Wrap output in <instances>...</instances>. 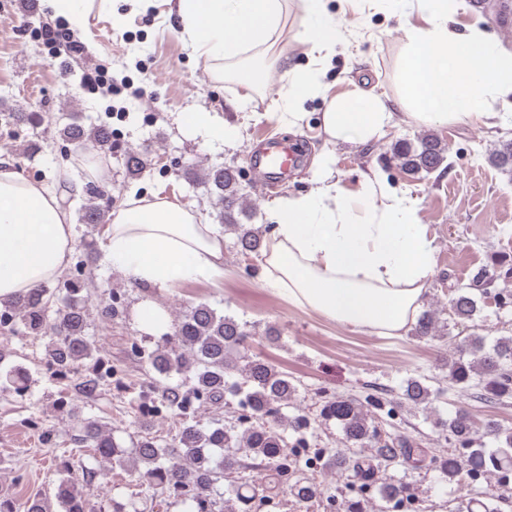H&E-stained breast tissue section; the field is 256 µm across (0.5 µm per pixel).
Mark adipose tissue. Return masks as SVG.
<instances>
[{"label":"adipose tissue","mask_w":512,"mask_h":512,"mask_svg":"<svg viewBox=\"0 0 512 512\" xmlns=\"http://www.w3.org/2000/svg\"><path fill=\"white\" fill-rule=\"evenodd\" d=\"M389 10L415 4L424 23L406 32L399 77L401 106L426 124L475 120L512 125V52L482 29L448 26L464 0H385ZM300 36L312 56H328L336 28L326 0H302ZM183 36L196 57L219 64L253 50L268 53L285 35L284 0H177ZM290 81L288 115L305 100L329 96L313 70L278 56ZM330 101L322 126L330 136L380 137L393 118L389 105L356 88ZM359 201L318 179L308 193L274 203L273 246L264 282L288 302L353 328L403 335L423 303L435 262L413 204L387 185L365 180ZM368 212L353 220L356 206ZM75 245L74 227L56 193L25 179L0 158V304L55 279ZM100 250L133 286L167 288L214 280L224 272L220 225L162 196L125 202L111 215Z\"/></svg>","instance_id":"obj_1"}]
</instances>
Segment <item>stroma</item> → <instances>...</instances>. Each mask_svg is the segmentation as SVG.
Returning <instances> with one entry per match:
<instances>
[{
    "instance_id": "1",
    "label": "stroma",
    "mask_w": 512,
    "mask_h": 512,
    "mask_svg": "<svg viewBox=\"0 0 512 512\" xmlns=\"http://www.w3.org/2000/svg\"><path fill=\"white\" fill-rule=\"evenodd\" d=\"M467 4L455 15L453 28L485 29L512 52V0ZM170 9L167 0H112L110 9L93 10L83 28L70 29L78 52L53 59L36 34L40 21L54 16L49 0H0V113L27 112L40 119L36 125L0 120V155L24 177L56 185L70 215L78 214L84 199L69 198L66 192L75 170L63 159L62 143L52 131L61 114L77 112L85 125L112 130L113 150L103 184L116 208L130 196L158 193L198 212L207 223H220L216 196L204 177L209 168L227 167L237 172L247 202L239 222L268 240L273 202L310 190L326 161L345 197H360L368 176L415 201L416 219L436 246L424 308L447 301L453 289L469 284L479 268L491 266L498 256H512V169H501L492 160L502 142L512 141L511 127L489 128L477 121L435 127L448 146L445 167L409 173L392 160L390 148L401 139L415 140L424 124L399 113L382 137L367 142L332 138L322 129L321 114L328 105L323 97L307 99L303 119L289 124L284 113L288 78L277 66L269 67L262 91L249 93L235 80L214 77L209 62L192 55ZM328 10L341 36L327 57L308 55L292 37L302 28L300 0H288L289 35L278 43V52L319 72L331 95L357 85L399 99L405 31L421 22L416 8L394 13L383 0H328ZM97 68L108 72L116 93L86 90V75ZM185 112L209 113L232 129V137L220 141L191 130L181 121ZM268 136L301 140L306 148L302 163L284 176L258 175L250 160ZM33 140L38 149L24 155ZM128 148L148 159L136 178L128 177L122 165L121 154ZM235 242V234L225 233L223 277L179 282L163 290L130 286L100 250L89 254L87 265L97 293L113 294L125 311L107 324L91 321L102 338L101 354L114 370L94 395H83L75 387L77 377L90 374L91 361L63 379L46 364L45 339L0 331V356L28 374L23 393L0 391V496L53 497L59 478L86 467L106 473L104 481L82 487L92 512H113L114 504L132 500L139 512H186V504L166 491H140L130 468L111 466L72 439L76 424L88 418L112 427L125 448L147 434L161 440L173 434L174 418L143 416L158 397L147 387L152 376L148 364L132 354L131 346L151 349L163 340L162 332L149 334L137 324V310L147 300L170 323L181 311L205 303L246 324L250 336L241 355L261 356L299 383L296 402L285 408L284 419L275 426L291 444L299 436L287 421L305 416L309 426L301 437L307 455L333 454L343 446L341 430L319 416L325 395L355 396L371 385L389 398L399 394L408 377L417 375L431 377L442 393L428 408L403 406L383 427L392 438L441 453L445 439L434 421L461 408L475 421L493 419L512 427V399L480 401L449 381L446 366L454 351L449 337L512 336V305L501 307L493 299L495 293L512 292V281H495L475 320L442 312L446 337L424 340L409 331L384 336L342 326L264 287L262 257L242 256ZM271 328L278 331V340L267 339ZM378 478L402 486L400 503L394 506L376 498L368 512H460L469 499L465 482L448 480L435 467L402 464L380 471Z\"/></svg>"
}]
</instances>
